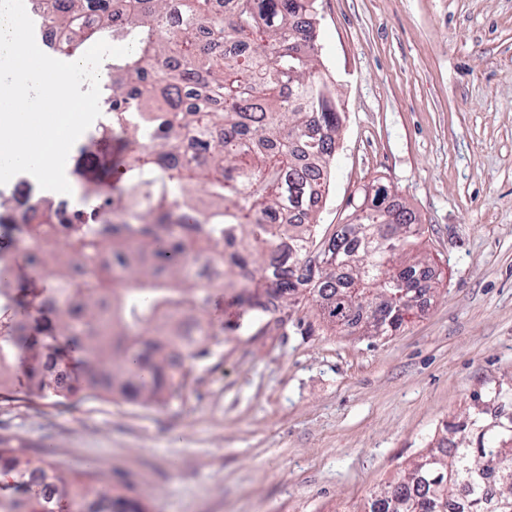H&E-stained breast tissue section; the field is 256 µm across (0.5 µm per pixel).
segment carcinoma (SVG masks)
<instances>
[{"instance_id": "cac0c4a2", "label": "carcinoma", "mask_w": 512, "mask_h": 512, "mask_svg": "<svg viewBox=\"0 0 512 512\" xmlns=\"http://www.w3.org/2000/svg\"><path fill=\"white\" fill-rule=\"evenodd\" d=\"M31 0L35 12L68 36L57 51L77 57L107 31L134 44L112 59L106 98L110 130L136 146L120 172L119 197H97L94 210H75L61 225L67 249H51L46 228L56 216L32 201L24 253L49 270L58 335L83 343L86 389L142 402L182 395L192 364L221 343L206 321L183 255L196 247L222 249L232 263L222 278L244 281L243 301L257 318L311 296L317 316L344 330L362 323L381 336L396 334L411 304L387 295L405 287L416 298L417 273L428 270L416 249L422 235L413 213L384 185H371L347 224L319 243L314 199L329 188L328 164L342 119L333 83L318 72L315 0ZM92 11L87 27L77 17ZM119 220L104 228L110 213ZM21 302L10 277L0 276V388L11 380L14 357L26 342ZM31 390L71 394L36 370ZM485 408L459 430L475 444L453 454L430 450L399 481L368 502V512H443L458 488L469 498L459 512H512V418L497 421ZM501 477L492 509L480 475ZM30 499H0V512H146L136 500L58 467H32L0 448V471Z\"/></svg>"}]
</instances>
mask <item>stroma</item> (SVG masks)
<instances>
[{
    "instance_id": "35a3bbf8",
    "label": "stroma",
    "mask_w": 512,
    "mask_h": 512,
    "mask_svg": "<svg viewBox=\"0 0 512 512\" xmlns=\"http://www.w3.org/2000/svg\"><path fill=\"white\" fill-rule=\"evenodd\" d=\"M320 71L343 109L317 214L347 223L382 183L416 216L436 290L393 336L328 328L311 304L284 325L244 312L240 286L211 289L222 343L192 366L182 398L131 403L37 395L22 353L0 389V440L34 466L104 483L148 512H364L436 447L447 424L512 390V0H316ZM109 188L124 141L99 123L70 154ZM37 330L51 319L45 271L16 258Z\"/></svg>"
}]
</instances>
